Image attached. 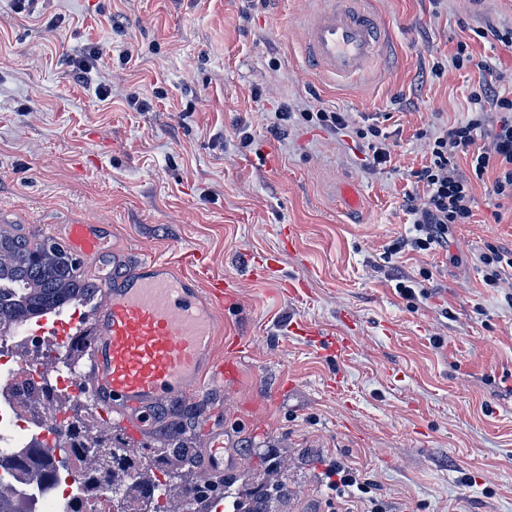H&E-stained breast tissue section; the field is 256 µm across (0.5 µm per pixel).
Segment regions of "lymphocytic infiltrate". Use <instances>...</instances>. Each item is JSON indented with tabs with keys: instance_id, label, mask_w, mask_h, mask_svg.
<instances>
[{
	"instance_id": "lymphocytic-infiltrate-1",
	"label": "lymphocytic infiltrate",
	"mask_w": 512,
	"mask_h": 512,
	"mask_svg": "<svg viewBox=\"0 0 512 512\" xmlns=\"http://www.w3.org/2000/svg\"><path fill=\"white\" fill-rule=\"evenodd\" d=\"M453 63L475 66L478 80L468 97L467 118L424 136L429 160L414 173L422 191L409 195L407 203L416 230L412 244L422 251L447 244L449 225L470 223L473 180H488L491 196L512 202V96L490 93L494 67L475 60L467 42L458 41ZM315 117L330 133L355 132L368 150V169L390 162L388 137L379 126L354 129L344 113L323 109ZM459 155L464 156L468 173H461L455 164Z\"/></svg>"
}]
</instances>
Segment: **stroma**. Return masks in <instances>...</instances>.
<instances>
[{
	"label": "stroma",
	"mask_w": 512,
	"mask_h": 512,
	"mask_svg": "<svg viewBox=\"0 0 512 512\" xmlns=\"http://www.w3.org/2000/svg\"><path fill=\"white\" fill-rule=\"evenodd\" d=\"M313 6L38 0L24 21L0 0V214L32 240L89 216L107 276L123 249L131 261L199 254L230 280L239 305L213 355L244 341L236 382L160 406L136 438L113 417L127 447H163L177 421L204 447L200 419L216 410L225 478L278 453L284 512H335L337 463L386 512H512V281L486 287L476 261L487 245L512 249V205L474 182L471 223L420 252L407 212L426 159L419 132L468 111L473 70L454 68L457 42L493 63V93L512 92V48L475 35L512 27V0H372L394 44L388 74L345 84L301 55L297 24ZM96 43L104 61L78 82L69 60ZM284 104L295 117L283 135L271 125ZM321 108L389 132L390 162L366 172L360 140L303 120ZM343 182L363 191L357 213L338 201ZM266 253L281 279H306L309 298L253 276L248 257ZM424 271L425 294L397 292ZM294 318L351 339L343 392L330 385L335 358L287 334Z\"/></svg>",
	"instance_id": "35a3bbf8"
}]
</instances>
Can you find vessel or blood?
Instances as JSON below:
<instances>
[{"label":"vessel or blood","instance_id":"1","mask_svg":"<svg viewBox=\"0 0 512 512\" xmlns=\"http://www.w3.org/2000/svg\"><path fill=\"white\" fill-rule=\"evenodd\" d=\"M300 28V47L320 76L353 81L368 73L384 50L382 23L369 0H317ZM59 232L69 250L96 270L102 242L90 220L63 224ZM94 306L95 333L90 366L75 391L89 394L98 410L122 415L138 434L155 406L191 396L202 387L236 380L242 341L231 356L214 359L225 311L237 308L230 283L203 262L142 258L122 275L101 281ZM336 353L333 387H341L351 343L329 339ZM208 446L200 455L211 472L224 470V428L207 423Z\"/></svg>","mask_w":512,"mask_h":512}]
</instances>
